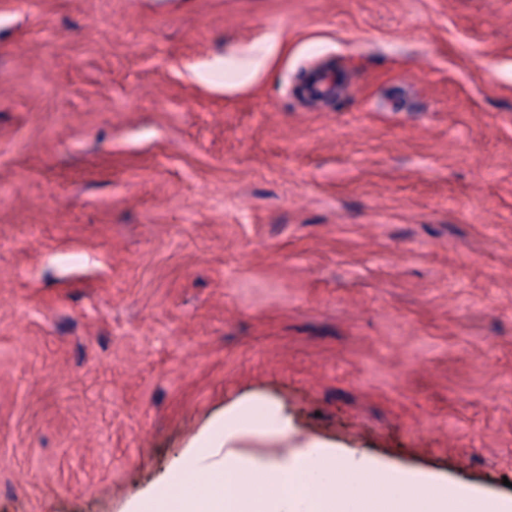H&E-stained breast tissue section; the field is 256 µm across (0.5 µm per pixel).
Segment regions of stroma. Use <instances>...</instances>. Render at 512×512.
Masks as SVG:
<instances>
[{
  "label": "stroma",
  "instance_id": "obj_1",
  "mask_svg": "<svg viewBox=\"0 0 512 512\" xmlns=\"http://www.w3.org/2000/svg\"><path fill=\"white\" fill-rule=\"evenodd\" d=\"M244 399L512 497V0H0V512Z\"/></svg>",
  "mask_w": 512,
  "mask_h": 512
}]
</instances>
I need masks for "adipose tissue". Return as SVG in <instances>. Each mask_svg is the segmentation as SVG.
I'll list each match as a JSON object with an SVG mask.
<instances>
[{
	"instance_id": "1",
	"label": "adipose tissue",
	"mask_w": 512,
	"mask_h": 512,
	"mask_svg": "<svg viewBox=\"0 0 512 512\" xmlns=\"http://www.w3.org/2000/svg\"><path fill=\"white\" fill-rule=\"evenodd\" d=\"M291 433L287 415L270 403L225 409L219 483H198L197 461L189 459L153 499L155 512H512L511 502L480 498L465 487L444 494L430 475L317 441L280 460L235 450L249 435L284 443Z\"/></svg>"
}]
</instances>
